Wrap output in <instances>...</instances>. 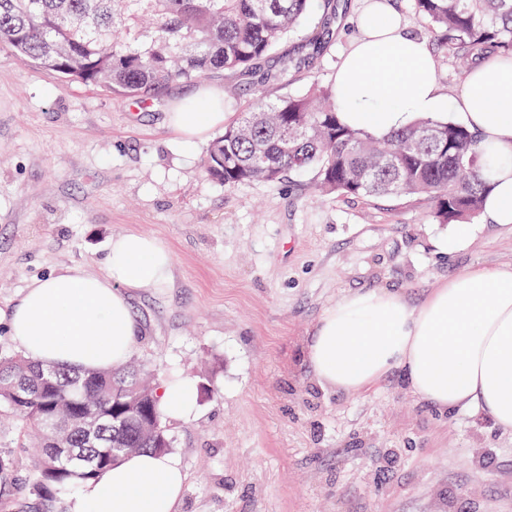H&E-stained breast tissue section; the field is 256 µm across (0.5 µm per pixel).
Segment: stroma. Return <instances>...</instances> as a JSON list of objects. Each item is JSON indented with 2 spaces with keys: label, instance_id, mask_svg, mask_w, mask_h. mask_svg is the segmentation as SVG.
Here are the masks:
<instances>
[{
  "label": "stroma",
  "instance_id": "stroma-1",
  "mask_svg": "<svg viewBox=\"0 0 512 512\" xmlns=\"http://www.w3.org/2000/svg\"><path fill=\"white\" fill-rule=\"evenodd\" d=\"M392 2L437 59L443 94H459L465 77L412 0ZM364 4L337 0L324 53L268 97L333 84ZM204 85L223 90L228 123L250 97L219 72L120 104L0 47V358L18 352L3 320L32 281L103 274L113 236L146 233L169 250L171 276L131 294L132 357L199 389L196 414L166 422L187 473L177 512H512L511 432L433 410L398 369L366 390L322 388L306 357L346 295L389 288L420 303L462 271L511 264L512 230L478 217L447 254L449 227L423 198L323 197L309 172L225 187L203 170L211 136L188 143L167 125ZM0 457L18 480L0 512H21L38 500L36 458L4 406Z\"/></svg>",
  "mask_w": 512,
  "mask_h": 512
}]
</instances>
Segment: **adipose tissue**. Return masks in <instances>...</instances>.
Returning a JSON list of instances; mask_svg holds the SVG:
<instances>
[{"mask_svg":"<svg viewBox=\"0 0 512 512\" xmlns=\"http://www.w3.org/2000/svg\"><path fill=\"white\" fill-rule=\"evenodd\" d=\"M355 28L336 69V88L345 99L341 122L382 136L419 118L442 119L453 108L460 124L478 131L505 159L493 174L483 214L512 228V58L475 64L463 90L448 100L425 40L382 0H368ZM373 63L381 73L371 81L365 69ZM478 88L493 93L491 108L476 105ZM202 98L208 111L168 115L185 141L224 125L223 91L208 88ZM170 267L171 255L156 238L116 235L104 275L73 268L33 281L7 320L9 333L26 357L43 363L121 367L139 336L127 292L161 287ZM307 358L323 387L357 391L399 369L418 400L441 412H483L512 432V265L461 273L417 305L387 288L349 295L324 311ZM159 399L172 419L197 411L196 388L186 380L164 382ZM184 484L176 457L140 452L99 481L81 484L71 512H176Z\"/></svg>","mask_w":512,"mask_h":512,"instance_id":"adipose-tissue-1","label":"adipose tissue"}]
</instances>
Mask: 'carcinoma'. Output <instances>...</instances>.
<instances>
[{
    "mask_svg": "<svg viewBox=\"0 0 512 512\" xmlns=\"http://www.w3.org/2000/svg\"><path fill=\"white\" fill-rule=\"evenodd\" d=\"M443 47L468 72L488 55L512 56V0H412ZM316 10L335 0H0V43L62 79L104 87L121 103H145L177 80L224 72L251 81L238 121L207 150L206 174L228 187L276 183L312 171L319 187L345 197L430 200L439 224L482 214L497 163L475 132L420 119L382 137L339 121L336 87L312 84L298 96L268 99L265 87L289 81L295 52L278 53ZM326 25L307 30L301 48L320 55ZM279 54V69L263 61ZM0 405L41 440L39 488L95 481L123 457L165 453L151 375L136 366L71 371L22 355L0 359ZM91 408L108 428L89 440L76 423Z\"/></svg>",
    "mask_w": 512,
    "mask_h": 512,
    "instance_id": "1",
    "label": "carcinoma"
}]
</instances>
